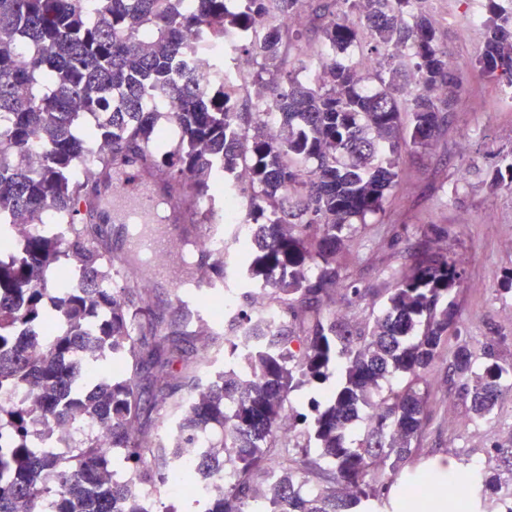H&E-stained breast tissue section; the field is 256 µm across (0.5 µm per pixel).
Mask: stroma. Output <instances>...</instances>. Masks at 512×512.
Here are the masks:
<instances>
[{"label":"stroma","instance_id":"35a3bbf8","mask_svg":"<svg viewBox=\"0 0 512 512\" xmlns=\"http://www.w3.org/2000/svg\"><path fill=\"white\" fill-rule=\"evenodd\" d=\"M484 0H429V13L448 60L465 80L430 145L404 149L399 159L400 177L388 196L384 213L354 225L352 246L337 255L341 280L336 286V305L350 320L359 322L370 312H381L389 288L411 263L420 248L423 231L434 224L445 231L443 240L463 263L464 281L456 291L461 330L478 362H485L487 341L496 344L499 364H512V188L491 186L490 178L506 157L512 156V102L503 83L487 77L475 64L484 40L483 27L467 22ZM359 288L352 297L349 287ZM182 306L166 281L154 283L149 299L154 316L165 331L181 328L185 312L207 319L206 298ZM217 355L202 363L204 347ZM224 337L218 331L181 343L174 362L176 372L206 380L223 370ZM450 350H443L428 372L431 390L427 399L428 421L418 439L416 470H432L437 463H453L463 471L487 459V450L502 443L512 432V393L504 397L491 421L475 424L470 402L458 393L451 378ZM145 413L141 429L156 436L161 419H174L175 403L185 401L190 386L170 390L157 400L152 377L139 376ZM460 424L452 428L449 417Z\"/></svg>","mask_w":512,"mask_h":512}]
</instances>
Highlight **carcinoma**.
Wrapping results in <instances>:
<instances>
[{"label":"carcinoma","instance_id":"obj_1","mask_svg":"<svg viewBox=\"0 0 512 512\" xmlns=\"http://www.w3.org/2000/svg\"><path fill=\"white\" fill-rule=\"evenodd\" d=\"M267 0H0V240L25 239L24 254L0 253V388L23 385L44 401L0 403V512H142L136 488L169 480L190 483L195 472L177 466L179 450L214 428L223 431L197 470L224 467L226 485L207 498L205 512H381L397 475L412 464L427 420V373L448 336L460 335L454 289L461 262L431 246L436 226L424 231L419 256L396 279L384 313L364 330L336 310V254L352 237L345 230L384 210L398 178L402 147L423 149L445 120L450 92L463 79L425 10L426 0H332L340 3L321 26L318 54L331 55L318 82L299 79L304 60L294 53L298 34L275 25L255 30L252 19ZM357 21H349L351 15ZM486 36L479 64L491 77L512 81V0H487ZM235 29L239 51L258 69L242 85L229 71L201 58L219 78L197 89L194 75L175 78L181 50L208 44ZM367 44L376 66L336 58ZM36 51L19 63L20 49ZM177 97L178 138L149 146L165 115L143 103L145 90ZM274 112L270 126L262 113ZM45 149L32 151L34 141ZM90 143L103 146L99 168L145 160L175 191L201 197L216 176L239 189L236 172L250 160V221L259 255L243 276L290 317L288 329L251 328L227 339L224 370L192 380V400L180 410L175 432L155 443L140 432L144 414L137 377L144 369L160 395L172 387L181 332L145 331L150 306L140 283L108 291L98 282L112 272V246L97 222L98 180L81 181L77 164ZM54 208L70 238L28 232ZM55 272L58 280L46 279ZM60 321L36 359L23 342L41 326ZM86 364L104 367L84 380L69 360L85 349ZM451 366L474 420L498 406L512 364L480 365L467 343ZM333 368L340 379L327 404L296 413L297 440L279 433L291 392L321 382ZM388 378L405 380L386 387ZM86 420L104 430L110 452L92 439L62 451L41 448L36 423ZM364 421L362 438L347 445L351 425ZM318 454L311 456V448ZM478 478L463 474L473 507L496 512L501 487L512 485V448H493ZM125 463L117 477L112 456Z\"/></svg>","mask_w":512,"mask_h":512}]
</instances>
